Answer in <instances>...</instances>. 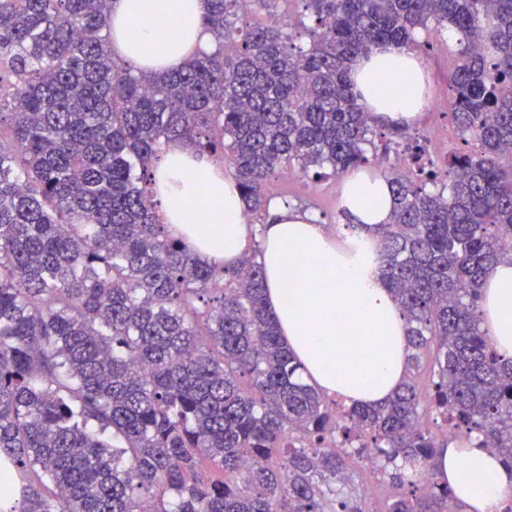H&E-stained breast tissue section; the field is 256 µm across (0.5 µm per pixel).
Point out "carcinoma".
I'll return each mask as SVG.
<instances>
[{"label": "carcinoma", "instance_id": "1", "mask_svg": "<svg viewBox=\"0 0 512 512\" xmlns=\"http://www.w3.org/2000/svg\"><path fill=\"white\" fill-rule=\"evenodd\" d=\"M281 1L206 0L215 50L157 75L113 59L109 0H0V512H367L348 469L368 450L384 512H456L434 469L450 428L512 468V359L478 315L512 256V0H299L304 47L287 19L239 24ZM446 28L473 150L441 178L417 142L423 179L390 176L391 220L369 232L408 324L406 380L347 407L283 346L260 246L231 268L195 255L158 218L153 167L190 141L262 222L280 174L390 152L349 70Z\"/></svg>", "mask_w": 512, "mask_h": 512}]
</instances>
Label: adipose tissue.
<instances>
[{
  "mask_svg": "<svg viewBox=\"0 0 512 512\" xmlns=\"http://www.w3.org/2000/svg\"><path fill=\"white\" fill-rule=\"evenodd\" d=\"M112 51L127 67L164 73L190 57L211 53L204 0H111ZM350 78L369 112L388 126L414 124L429 93L420 53L383 45L358 59ZM154 198L169 233L199 257L233 265L248 235L243 194L224 169L188 142L164 146L156 164ZM339 208L362 224L387 223L394 196L387 176L371 167L347 170L339 181ZM270 211L261 262L265 302L284 345L305 380L349 405L376 406L400 386L407 323L385 288L375 258L350 256L338 244L345 225L328 231L281 199ZM302 268L295 276L293 268ZM479 315L498 351L512 358V261L486 276ZM436 474L468 512H498L512 495V470L478 440L440 449Z\"/></svg>",
  "mask_w": 512,
  "mask_h": 512,
  "instance_id": "obj_1",
  "label": "adipose tissue"
}]
</instances>
